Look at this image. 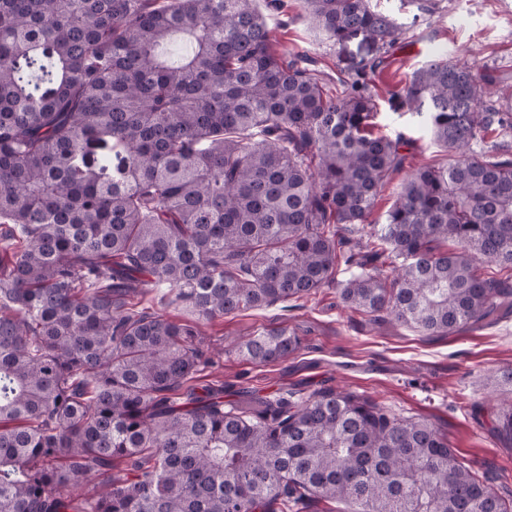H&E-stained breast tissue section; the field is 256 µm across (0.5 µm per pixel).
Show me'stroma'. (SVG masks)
Wrapping results in <instances>:
<instances>
[{"mask_svg":"<svg viewBox=\"0 0 512 512\" xmlns=\"http://www.w3.org/2000/svg\"><path fill=\"white\" fill-rule=\"evenodd\" d=\"M287 13L272 12L268 23L279 51L306 54L318 70L343 79L375 52L356 38L346 47L329 41L301 14L300 0H286ZM423 12L411 0H381L397 15L403 30L383 64L372 74L377 114L374 134L402 137L405 162L381 190L370 220L384 223L407 177L417 168L447 165L421 118L392 107L412 73L428 60L450 57L478 68L490 79L505 105L512 107V0H429ZM335 285L305 299L248 309L204 323L202 330L221 360L211 369L226 392L241 388L264 394L307 395L335 387L370 397L398 416L422 417L448 436L451 448L488 472L496 485L512 490V443L496 430L500 391L495 378L512 368V317L476 330L426 336L387 323L370 324L347 308ZM284 325L298 336L299 351L287 360L258 367L238 356L234 343L249 333Z\"/></svg>","mask_w":512,"mask_h":512,"instance_id":"obj_1","label":"stroma"}]
</instances>
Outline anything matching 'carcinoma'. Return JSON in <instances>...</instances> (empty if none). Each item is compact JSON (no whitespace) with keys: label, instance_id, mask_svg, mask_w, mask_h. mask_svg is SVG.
I'll return each instance as SVG.
<instances>
[{"label":"carcinoma","instance_id":"carcinoma-1","mask_svg":"<svg viewBox=\"0 0 512 512\" xmlns=\"http://www.w3.org/2000/svg\"><path fill=\"white\" fill-rule=\"evenodd\" d=\"M301 4L335 44L400 35L372 0ZM332 80L275 50L256 0H0V512H512L425 420L333 387L226 401L202 378L200 322L341 266L343 303L426 336L512 316V143L474 149L512 134L490 81L432 59L392 97L449 162L371 224L401 138L369 131L366 71L339 97ZM150 286L194 319L138 309ZM299 349L274 327L237 353Z\"/></svg>","mask_w":512,"mask_h":512}]
</instances>
